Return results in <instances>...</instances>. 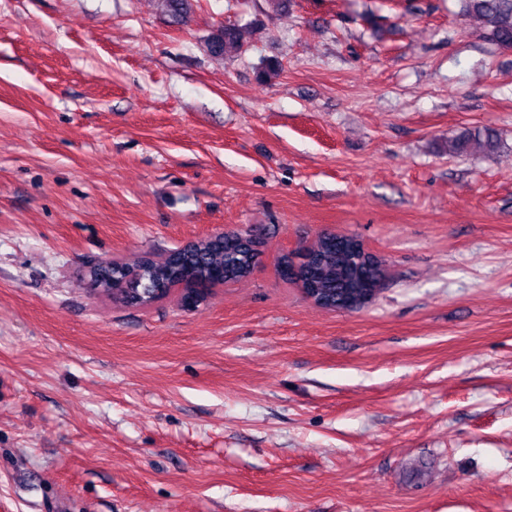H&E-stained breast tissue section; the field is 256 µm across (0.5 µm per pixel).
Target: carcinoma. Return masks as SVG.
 Masks as SVG:
<instances>
[{
	"mask_svg": "<svg viewBox=\"0 0 512 512\" xmlns=\"http://www.w3.org/2000/svg\"><path fill=\"white\" fill-rule=\"evenodd\" d=\"M459 15L474 21L491 44L512 49V0H459ZM243 30L235 24L220 28L209 38L208 51L218 57L239 54L244 47ZM250 240L233 234L221 242L200 241L177 249L162 259L142 256L127 263L114 260L93 265V275L101 288L123 300L127 307H145L161 300L155 290H167L175 283L223 273V282H236L250 276ZM303 285L314 290L318 306L334 310L350 294L376 289L383 270L366 264L363 253L349 242L317 238L302 255Z\"/></svg>",
	"mask_w": 512,
	"mask_h": 512,
	"instance_id": "1",
	"label": "carcinoma"
}]
</instances>
